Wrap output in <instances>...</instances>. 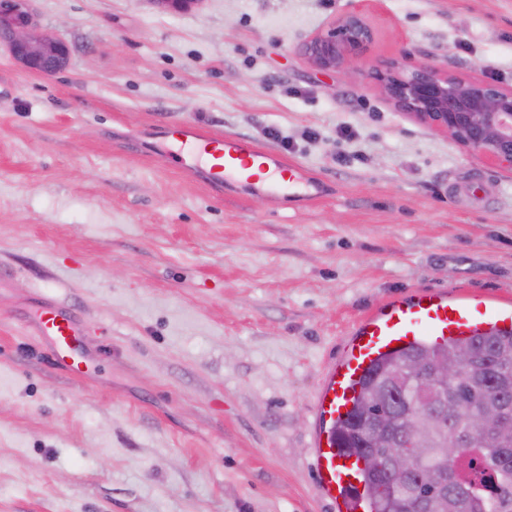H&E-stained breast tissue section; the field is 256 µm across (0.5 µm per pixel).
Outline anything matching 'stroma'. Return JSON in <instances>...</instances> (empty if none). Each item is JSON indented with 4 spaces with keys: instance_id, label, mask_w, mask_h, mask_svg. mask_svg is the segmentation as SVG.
Wrapping results in <instances>:
<instances>
[{
    "instance_id": "obj_1",
    "label": "stroma",
    "mask_w": 512,
    "mask_h": 512,
    "mask_svg": "<svg viewBox=\"0 0 512 512\" xmlns=\"http://www.w3.org/2000/svg\"><path fill=\"white\" fill-rule=\"evenodd\" d=\"M68 43L40 76L0 51V512H334L311 405L350 326L424 289L512 302V173L416 121L372 65L512 88V0H31ZM364 60L301 47L338 18ZM296 163L307 201L181 169L161 129ZM84 327L87 376L28 328ZM372 39L362 16L352 13L311 37L302 51L319 71L336 73L361 61ZM31 327L35 335L48 341L49 357L53 365L71 373H79V360L74 357L73 348L81 338L74 316L56 306L47 305L31 320Z\"/></svg>"
}]
</instances>
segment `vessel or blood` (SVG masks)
Wrapping results in <instances>:
<instances>
[{
  "instance_id": "1",
  "label": "vessel or blood",
  "mask_w": 512,
  "mask_h": 512,
  "mask_svg": "<svg viewBox=\"0 0 512 512\" xmlns=\"http://www.w3.org/2000/svg\"><path fill=\"white\" fill-rule=\"evenodd\" d=\"M173 138L182 169L201 175L209 186L259 184L292 195H309L315 189L300 181L295 164L247 139L192 125L178 127ZM31 327L47 340L53 365L78 372L73 349L80 342V330L74 316L48 305L34 316ZM491 330L512 331V303L430 290L394 299L355 326L340 358L328 366L313 404L310 455L317 484L335 512L368 508L361 461L338 448L335 429L352 409L360 382L372 366L400 349L464 340Z\"/></svg>"
}]
</instances>
